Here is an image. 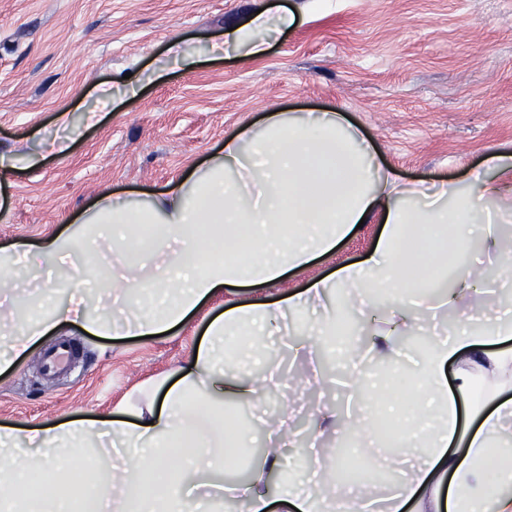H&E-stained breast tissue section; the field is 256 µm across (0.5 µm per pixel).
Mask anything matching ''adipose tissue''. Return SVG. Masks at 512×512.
<instances>
[{
  "mask_svg": "<svg viewBox=\"0 0 512 512\" xmlns=\"http://www.w3.org/2000/svg\"><path fill=\"white\" fill-rule=\"evenodd\" d=\"M296 23V12L279 5L234 25L224 47L243 59L258 58L276 34ZM495 201L512 207V153L490 152L460 191L443 182L410 186L382 167L342 112L274 110L259 131L228 137L203 168L159 195L119 202L107 194L74 226L37 241L0 245L1 292L12 288L21 260L29 257L56 267L73 293L61 306L48 297L27 301L37 319L30 324L15 315L20 328L0 351V369H6L43 336L69 327L108 336L170 331L224 288L280 281L333 251L360 220L378 213L384 224L367 258L338 267L333 276L282 298L227 300L179 378L156 382L162 400L125 401L115 418L100 423L0 429V461L18 476H46L37 512H101L94 501L72 505L60 487L73 470L93 466L91 440L110 437L130 443L135 455L110 486L119 512H197L198 502L182 490L194 466L219 472L228 449L248 445L247 433L225 408L254 404L278 383L273 372L252 371L257 341L287 335L296 313L320 312L324 318L313 337L288 344L295 355L312 357L321 337L335 335L331 298L345 292L369 338L365 350L346 351L356 366L351 390L386 404L393 386L359 368L361 356L400 357L402 336L426 322L425 287L435 278L452 276L447 295L435 301L439 308L461 305L482 287L481 270L466 249L473 225L489 223L485 207ZM145 225L151 235L142 234ZM91 229L111 231L118 274L76 264ZM240 252L246 260H237ZM152 256L161 257L163 274L148 271ZM93 277L120 288L133 313L105 322L81 296ZM511 339L512 321L498 318L490 335L462 328L414 356V389L404 394L414 412L398 419V439L389 447L406 475L388 497L387 512H512V397L500 394L512 386V350L504 347ZM451 360L461 364L452 384L444 374ZM464 404L478 420L476 429L459 421ZM263 431L266 453L249 463L247 480L225 484L226 498L242 503L244 512H271L276 503L285 512H367L369 500L339 479L340 460H327L321 448L313 451V489L285 482L273 490V478L285 469L281 448L291 433L289 413L264 422Z\"/></svg>",
  "mask_w": 512,
  "mask_h": 512,
  "instance_id": "1",
  "label": "adipose tissue"
}]
</instances>
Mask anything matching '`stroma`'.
<instances>
[{
    "label": "stroma",
    "mask_w": 512,
    "mask_h": 512,
    "mask_svg": "<svg viewBox=\"0 0 512 512\" xmlns=\"http://www.w3.org/2000/svg\"><path fill=\"white\" fill-rule=\"evenodd\" d=\"M281 2L301 24L245 61L210 46L272 0H0V155L12 164L0 178V242L59 230L107 191L163 192L274 109L342 111L410 185L460 183L489 150L512 151V0ZM176 41L199 55L193 71L170 57ZM381 229L372 220L306 270L235 298L299 291L361 260ZM223 310L215 298L154 338L45 336L0 372V425L108 418L173 376ZM64 339L69 367L46 372L43 353Z\"/></svg>",
    "instance_id": "1"
}]
</instances>
